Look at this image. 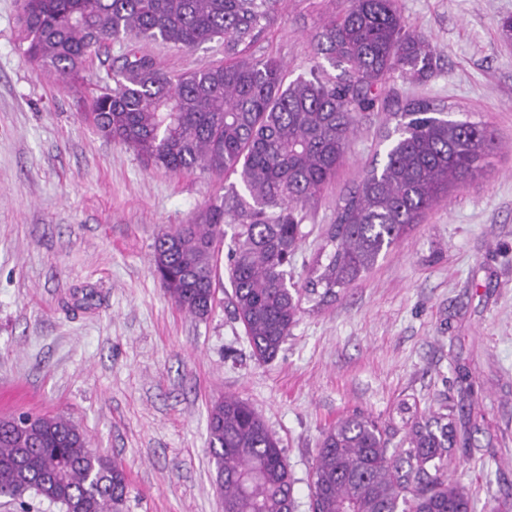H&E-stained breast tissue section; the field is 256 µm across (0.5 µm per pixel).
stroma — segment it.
Wrapping results in <instances>:
<instances>
[{
  "label": "stroma",
  "instance_id": "35a3bbf8",
  "mask_svg": "<svg viewBox=\"0 0 512 512\" xmlns=\"http://www.w3.org/2000/svg\"><path fill=\"white\" fill-rule=\"evenodd\" d=\"M436 52L427 80L388 81L336 178L304 222L293 265L304 281L341 199L383 159L392 112L411 99L486 123L496 148L483 176L430 210L408 239L338 300L302 312L277 357L256 361L235 322L227 280L204 318L165 294L151 263L164 229L187 223L238 176L173 175L84 118L91 88L62 89L19 43V0H0V418L61 415L128 475L124 512H224L208 408L233 395L281 442L295 512L325 430L356 412L399 426L402 402L456 409L448 478L474 512H512V44L498 23L512 0H397ZM343 0H282L247 53L308 75L312 39ZM178 74L224 59L136 39L94 61L111 81L129 50ZM90 304H82L83 295Z\"/></svg>",
  "mask_w": 512,
  "mask_h": 512
}]
</instances>
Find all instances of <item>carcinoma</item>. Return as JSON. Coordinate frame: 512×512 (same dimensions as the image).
I'll use <instances>...</instances> for the list:
<instances>
[{
  "mask_svg": "<svg viewBox=\"0 0 512 512\" xmlns=\"http://www.w3.org/2000/svg\"><path fill=\"white\" fill-rule=\"evenodd\" d=\"M280 0H20L27 59L67 87L109 42L194 48L224 41V62L171 75L130 52L114 86L91 92L88 118L104 137L173 174L198 168L239 176L236 186L190 222L156 238L153 267L167 296L206 317L216 295V249L232 227L227 279L232 313L252 355L273 359L291 334L304 298L321 307L369 273L441 197L483 175L496 147L486 124L455 120L419 99L393 113L387 151L342 199L327 231V264L315 261L303 285L295 256L307 236L306 209L335 178L345 148L379 88L400 77L423 80L434 50L407 28L395 0H346L313 37L315 66L287 80L273 57L248 46L273 20ZM405 435L363 413L328 428L311 472V512H472L464 489L448 480L457 439L450 407L427 418L404 403ZM210 453L224 512H293L294 479L280 440L247 402L224 396L208 411ZM64 512H122V465L89 448L79 427L59 416L0 420V497L30 512L28 495Z\"/></svg>",
  "mask_w": 512,
  "mask_h": 512,
  "instance_id": "cac0c4a2",
  "label": "carcinoma"
}]
</instances>
